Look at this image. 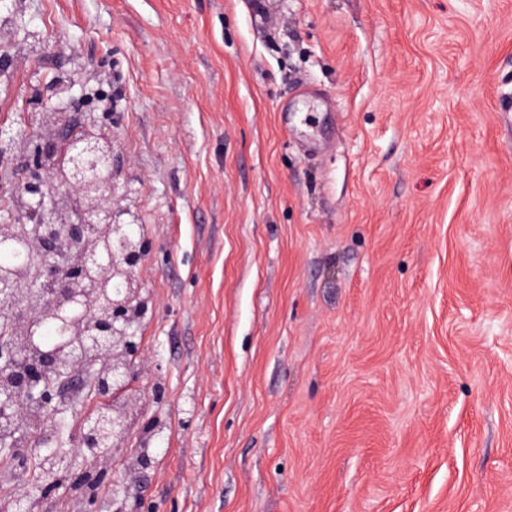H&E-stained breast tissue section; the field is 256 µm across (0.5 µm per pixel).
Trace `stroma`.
<instances>
[{
  "instance_id": "1",
  "label": "stroma",
  "mask_w": 512,
  "mask_h": 512,
  "mask_svg": "<svg viewBox=\"0 0 512 512\" xmlns=\"http://www.w3.org/2000/svg\"><path fill=\"white\" fill-rule=\"evenodd\" d=\"M0 19V125L64 108L31 89L71 76L154 241L107 468L156 463L91 509L67 442L40 512H512V0Z\"/></svg>"
}]
</instances>
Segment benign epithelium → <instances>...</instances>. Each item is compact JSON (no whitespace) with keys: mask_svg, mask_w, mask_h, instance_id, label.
Listing matches in <instances>:
<instances>
[{"mask_svg":"<svg viewBox=\"0 0 512 512\" xmlns=\"http://www.w3.org/2000/svg\"><path fill=\"white\" fill-rule=\"evenodd\" d=\"M34 178L11 180L9 185L26 199L15 221L0 223V249L14 245L18 225L24 226L29 257L24 278H0V324L10 335H0V418L13 422L38 410L35 393L48 374L62 362L83 364L84 352L103 356L96 383L101 395L121 380L131 386L139 378L140 356L136 315L148 311V300L138 280L151 250L146 237H131L135 215L114 197L115 155L110 132L82 110L61 112L28 145ZM112 242L104 255L100 242ZM112 282L118 293L99 312L84 308L99 299V289L88 282ZM57 325L61 341L36 342L38 326ZM37 360L26 370L18 361L29 349ZM127 425L124 406L116 400L112 417L86 420L76 441L82 457L99 447L107 427L116 429L112 447L122 448Z\"/></svg>","mask_w":512,"mask_h":512,"instance_id":"obj_1","label":"benign epithelium"}]
</instances>
